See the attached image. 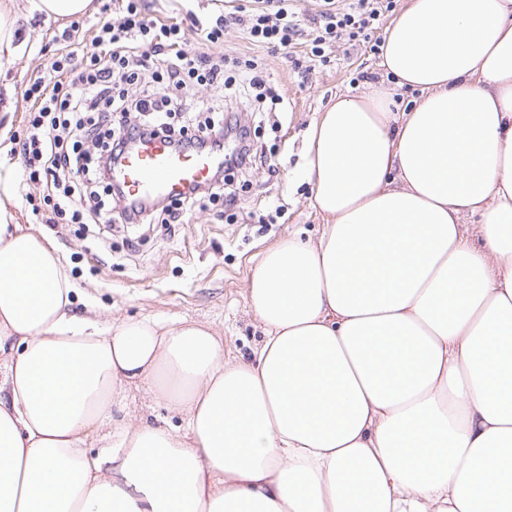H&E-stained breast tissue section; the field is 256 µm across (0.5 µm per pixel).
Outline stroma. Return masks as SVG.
<instances>
[{"mask_svg": "<svg viewBox=\"0 0 512 512\" xmlns=\"http://www.w3.org/2000/svg\"><path fill=\"white\" fill-rule=\"evenodd\" d=\"M36 33L11 57L0 84L14 90L12 139L28 134L23 94L31 76L60 53L63 23L31 21ZM270 78L289 107L264 117L258 142L275 147L270 165L255 167L237 190V204H215L195 211L184 224L51 223L46 185L31 184L30 197L19 200L20 224L43 233L70 270L74 309L106 326L128 317L148 316L163 322L211 324L224 336V356L250 359L263 332L248 299V279L264 252L297 234L317 237L325 222L313 206L311 186L299 177L305 142L314 120L339 95H360L383 77L379 56L363 50L337 54L321 65L308 59L304 46L266 56ZM366 80H359V73ZM119 421H169L180 415L155 403L138 382L126 385Z\"/></svg>", "mask_w": 512, "mask_h": 512, "instance_id": "stroma-1", "label": "stroma"}]
</instances>
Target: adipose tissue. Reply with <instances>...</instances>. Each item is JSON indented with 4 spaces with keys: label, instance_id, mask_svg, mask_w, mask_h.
I'll list each match as a JSON object with an SVG mask.
<instances>
[{
    "label": "adipose tissue",
    "instance_id": "1",
    "mask_svg": "<svg viewBox=\"0 0 512 512\" xmlns=\"http://www.w3.org/2000/svg\"><path fill=\"white\" fill-rule=\"evenodd\" d=\"M90 7L0 0V43ZM380 57L391 85L311 127L326 223L254 269L252 362L207 324L73 313L0 165V512H512V0H409ZM133 380L185 428L115 422Z\"/></svg>",
    "mask_w": 512,
    "mask_h": 512
}]
</instances>
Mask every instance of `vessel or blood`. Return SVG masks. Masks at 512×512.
<instances>
[{"label": "vessel or blood", "instance_id": "b4317fda", "mask_svg": "<svg viewBox=\"0 0 512 512\" xmlns=\"http://www.w3.org/2000/svg\"><path fill=\"white\" fill-rule=\"evenodd\" d=\"M216 162L212 154L190 153L151 139L125 153L113 169L112 178L126 188L134 203L147 204L203 185Z\"/></svg>", "mask_w": 512, "mask_h": 512}]
</instances>
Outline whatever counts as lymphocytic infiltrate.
Returning <instances> with one entry per match:
<instances>
[{
	"mask_svg": "<svg viewBox=\"0 0 512 512\" xmlns=\"http://www.w3.org/2000/svg\"><path fill=\"white\" fill-rule=\"evenodd\" d=\"M242 11L213 20L189 14L188 24L165 23L148 11L147 0H112L110 15L99 18L90 44L64 31V50L31 79L24 91L30 133L17 153L24 182L48 177L54 188L56 217L74 224H181L195 210L216 202L234 206L230 186L235 175H248L265 153L254 150L250 126H242L229 162L234 173L216 168L210 183L165 202L132 206L112 182V166L137 142L165 136L181 149H224V114L247 100L250 114L276 111L284 99L263 77L262 57L224 55V33L240 27L256 47L273 51L305 44L307 56L330 63L336 48L349 45L379 54L378 32L394 0H321L315 27L304 32L295 0H248ZM196 30L203 49L188 46ZM218 90L219 104L206 116L189 110V89ZM187 113L177 126L173 115Z\"/></svg>",
	"mask_w": 512,
	"mask_h": 512,
	"instance_id": "obj_1",
	"label": "lymphocytic infiltrate"
}]
</instances>
